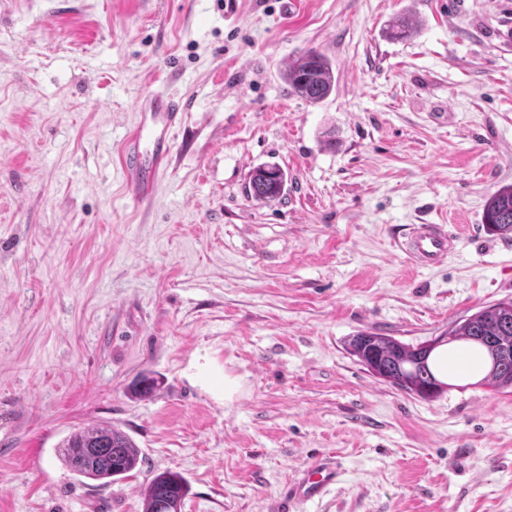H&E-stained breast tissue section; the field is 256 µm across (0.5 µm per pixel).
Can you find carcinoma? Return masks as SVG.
<instances>
[{
    "mask_svg": "<svg viewBox=\"0 0 512 512\" xmlns=\"http://www.w3.org/2000/svg\"><path fill=\"white\" fill-rule=\"evenodd\" d=\"M414 19L402 13L388 24L389 36L406 39L414 29ZM288 92L319 104L335 89L331 61L311 50L288 65L284 72ZM286 174L276 165L259 166L252 171L247 196L270 202L285 190ZM487 230L493 234L512 235V184L504 185L488 199L483 214ZM446 344L471 347L490 362L481 379L496 389L512 388V301L484 308L448 330ZM350 355L373 376L424 399L444 392L432 371L429 358L433 349L406 345L391 336L360 333L349 339ZM60 460L76 476L109 484L124 477L140 463V452L123 431L93 424L80 427L61 442ZM189 487L179 475L163 472L155 475L143 491V512H181Z\"/></svg>",
    "mask_w": 512,
    "mask_h": 512,
    "instance_id": "cac0c4a2",
    "label": "carcinoma"
}]
</instances>
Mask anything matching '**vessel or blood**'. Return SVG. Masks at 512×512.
<instances>
[{
	"label": "vessel or blood",
	"instance_id": "b4317fda",
	"mask_svg": "<svg viewBox=\"0 0 512 512\" xmlns=\"http://www.w3.org/2000/svg\"><path fill=\"white\" fill-rule=\"evenodd\" d=\"M138 123L120 148V161L127 181L142 198L153 196L163 169L165 145L171 130L180 122L183 107L179 101L157 95L137 107ZM455 247V237L442 224H416L399 243V250L414 265L432 267L444 260ZM339 477V465L328 457L299 472L293 486L301 502L324 496Z\"/></svg>",
	"mask_w": 512,
	"mask_h": 512
}]
</instances>
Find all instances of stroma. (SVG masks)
<instances>
[{
  "instance_id": "obj_1",
  "label": "stroma",
  "mask_w": 512,
  "mask_h": 512,
  "mask_svg": "<svg viewBox=\"0 0 512 512\" xmlns=\"http://www.w3.org/2000/svg\"><path fill=\"white\" fill-rule=\"evenodd\" d=\"M310 50L318 104L282 78ZM160 91L186 112L141 200L118 151ZM266 164L283 196L248 199ZM509 184L512 0H0V512H142L164 471L181 512H512V392L423 399L346 350L512 300L483 224ZM415 224L455 234L447 261H407ZM93 423L140 449L125 479L61 462ZM322 454L340 482L290 500ZM284 80L289 93L318 104L335 89V76L331 61L322 53L311 50L288 65Z\"/></svg>"
}]
</instances>
